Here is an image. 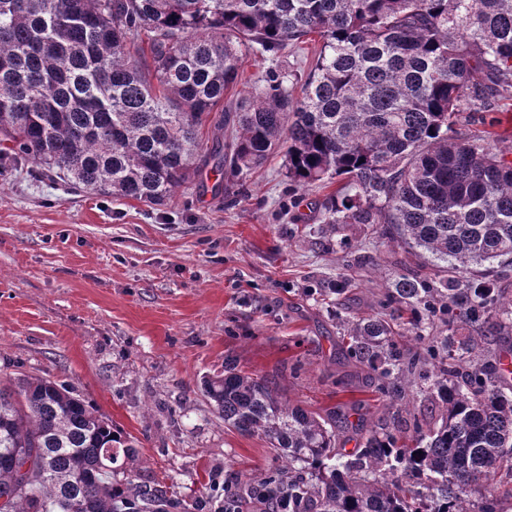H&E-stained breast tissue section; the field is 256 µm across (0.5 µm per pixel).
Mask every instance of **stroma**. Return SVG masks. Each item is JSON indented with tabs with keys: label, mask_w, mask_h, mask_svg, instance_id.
Masks as SVG:
<instances>
[{
	"label": "stroma",
	"mask_w": 512,
	"mask_h": 512,
	"mask_svg": "<svg viewBox=\"0 0 512 512\" xmlns=\"http://www.w3.org/2000/svg\"><path fill=\"white\" fill-rule=\"evenodd\" d=\"M307 43L249 55L225 103L271 69L304 79ZM181 187L163 204L71 192L35 164L0 168V380L40 375L72 387L139 448L144 467L193 512L233 472L266 467L264 438L225 427L203 393L225 360L275 376L284 398L322 413L350 405L341 443L387 417L366 375L334 346L337 306L375 309L415 251L359 224L322 219L325 188L295 189L284 156L246 177ZM365 257L366 266L351 261ZM346 281L344 294L331 286Z\"/></svg>",
	"instance_id": "1"
}]
</instances>
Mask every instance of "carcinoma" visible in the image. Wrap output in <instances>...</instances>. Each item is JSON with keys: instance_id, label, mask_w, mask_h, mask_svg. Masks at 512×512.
<instances>
[{"instance_id": "obj_1", "label": "carcinoma", "mask_w": 512, "mask_h": 512, "mask_svg": "<svg viewBox=\"0 0 512 512\" xmlns=\"http://www.w3.org/2000/svg\"><path fill=\"white\" fill-rule=\"evenodd\" d=\"M147 46L136 44L141 33ZM319 49L301 93L271 71L224 111L249 53ZM481 81L470 82L473 75ZM512 95V0H0V160L73 188L161 204L210 167L242 175L278 151L298 188L340 182L328 224H379L434 267L381 311L336 313L345 355L392 425L337 447L336 416L224 363L204 392L224 424L268 442L270 466L224 482L216 512H509L512 370L472 357L512 267V139L487 118ZM485 129H456L463 112ZM231 126L207 143L201 130ZM440 412L406 418L417 380ZM190 512L112 421L41 376L0 383V512Z\"/></svg>"}]
</instances>
